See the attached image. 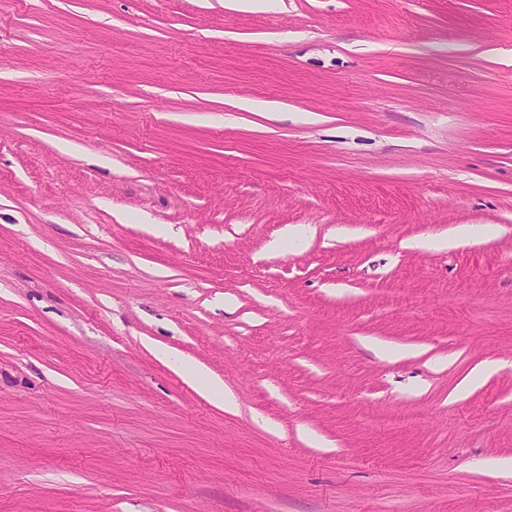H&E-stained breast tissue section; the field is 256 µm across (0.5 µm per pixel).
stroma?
I'll list each match as a JSON object with an SVG mask.
<instances>
[{
  "instance_id": "1",
  "label": "stroma",
  "mask_w": 512,
  "mask_h": 512,
  "mask_svg": "<svg viewBox=\"0 0 512 512\" xmlns=\"http://www.w3.org/2000/svg\"><path fill=\"white\" fill-rule=\"evenodd\" d=\"M0 512H512V0H0Z\"/></svg>"
}]
</instances>
